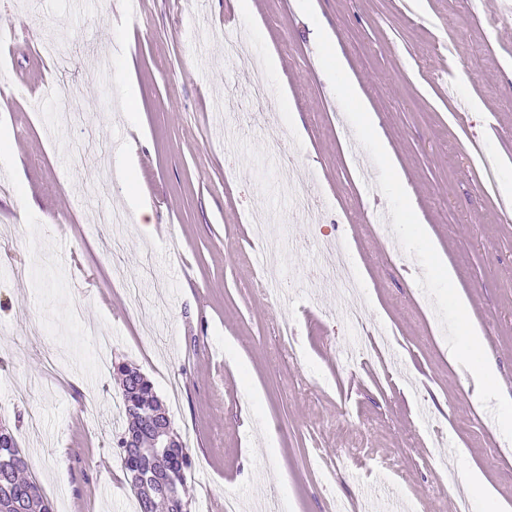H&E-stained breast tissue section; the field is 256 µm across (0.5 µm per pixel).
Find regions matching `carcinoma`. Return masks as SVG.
<instances>
[{"instance_id": "cac0c4a2", "label": "carcinoma", "mask_w": 512, "mask_h": 512, "mask_svg": "<svg viewBox=\"0 0 512 512\" xmlns=\"http://www.w3.org/2000/svg\"><path fill=\"white\" fill-rule=\"evenodd\" d=\"M121 380V398L126 426L117 439L122 467L134 492L138 512H189L190 503L183 497L187 472L192 466L184 441L176 436L169 452L156 455L150 451L152 436L140 429L141 416L159 413L171 426L169 413L154 391L152 383L140 369L118 363L113 366ZM135 435L140 451L128 453L126 442ZM16 455L10 468L0 466V512H54L49 500L41 494L36 479L27 476L29 466L21 448H1L0 460Z\"/></svg>"}]
</instances>
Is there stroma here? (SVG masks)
Here are the masks:
<instances>
[{
	"label": "stroma",
	"instance_id": "obj_1",
	"mask_svg": "<svg viewBox=\"0 0 512 512\" xmlns=\"http://www.w3.org/2000/svg\"><path fill=\"white\" fill-rule=\"evenodd\" d=\"M296 2L253 0L252 18L232 25L235 0H141L118 28L122 0H0V30L14 33L0 86L25 78L38 97L0 105V154L19 161L0 165V276L31 270L0 288V418L20 422L54 512H136L115 445L118 362L152 381L189 449L191 512H224L228 490L241 512L259 497L278 512H336L391 492L419 512H455L467 491L443 475L474 466L512 503V441L448 364L423 270L394 236L386 197L365 190L378 170L352 162L354 130ZM313 2L512 392V219L479 190L485 157L498 195L512 197V0ZM239 36L247 54L225 60ZM271 56V104L258 107L249 84ZM267 125L285 131L319 223L289 219ZM93 134L134 146L132 167L88 152ZM134 196L150 223L137 222ZM259 205L282 277L305 283L284 302L255 284L262 245L247 218ZM325 239L361 283L368 334L349 357L342 309L310 282ZM286 318L291 351L276 336Z\"/></svg>",
	"mask_w": 512,
	"mask_h": 512
}]
</instances>
